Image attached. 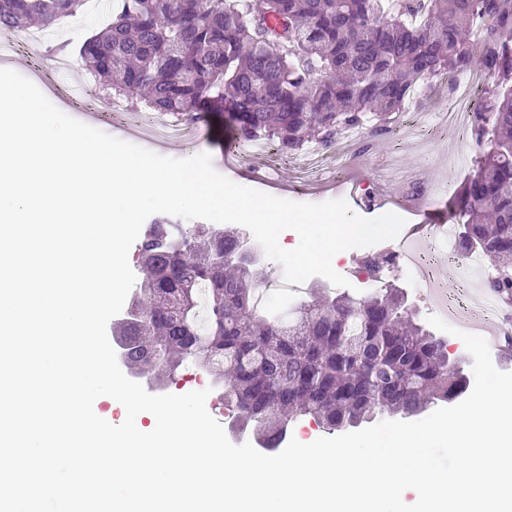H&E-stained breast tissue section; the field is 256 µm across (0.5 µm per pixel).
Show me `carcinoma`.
Listing matches in <instances>:
<instances>
[{"label":"carcinoma","mask_w":512,"mask_h":512,"mask_svg":"<svg viewBox=\"0 0 512 512\" xmlns=\"http://www.w3.org/2000/svg\"><path fill=\"white\" fill-rule=\"evenodd\" d=\"M86 0H0V32L48 28ZM483 26L494 79L471 137L490 149L454 193L461 247L488 255L486 288L512 306V0H112L111 21L77 61L109 96L191 119L220 112L236 140L291 153L349 126L388 129L419 83L467 69L465 27ZM158 218L138 245L146 272L114 331L124 364L159 380L184 362L224 386L238 427L265 449L290 424L329 432L451 403L469 380L448 344L414 323L396 288L310 292L285 312L259 306L253 252L234 231Z\"/></svg>","instance_id":"1"}]
</instances>
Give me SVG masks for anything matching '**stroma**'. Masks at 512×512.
<instances>
[{"mask_svg":"<svg viewBox=\"0 0 512 512\" xmlns=\"http://www.w3.org/2000/svg\"><path fill=\"white\" fill-rule=\"evenodd\" d=\"M0 68L12 69L31 80L42 93L62 112L74 119L98 128L128 143L138 145L158 154L187 158L192 154L183 142L154 141L145 132L146 112L130 106L122 99L109 101L100 96L93 83L84 82L85 98L81 103L68 99L64 90L76 80H82L79 69L54 73L50 57L33 51L0 52ZM202 137L212 142L210 151L214 168L233 182L270 194L272 196L306 203H323L342 199L350 209L364 218H374L393 212L406 221V229L418 224H444L447 212L426 214L422 208L391 198L389 192L379 191L381 172L379 164L396 147L393 137L383 136L374 140L363 161L353 162L350 182H335L327 174L303 180L288 162L275 168L256 167L245 161L236 166L226 165L224 153L233 142V136L224 125L222 117L214 115L202 124ZM451 152L462 159L460 165L450 167L443 160V153ZM478 148L471 138L447 137L444 140H426L409 146L403 153L404 164L426 182L441 184L440 203H447L450 193L456 190L472 168ZM384 281L394 283L408 296L411 312L420 323H427L436 310L425 287L419 286L406 271L390 265L384 271Z\"/></svg>","mask_w":512,"mask_h":512,"instance_id":"stroma-1","label":"stroma"}]
</instances>
